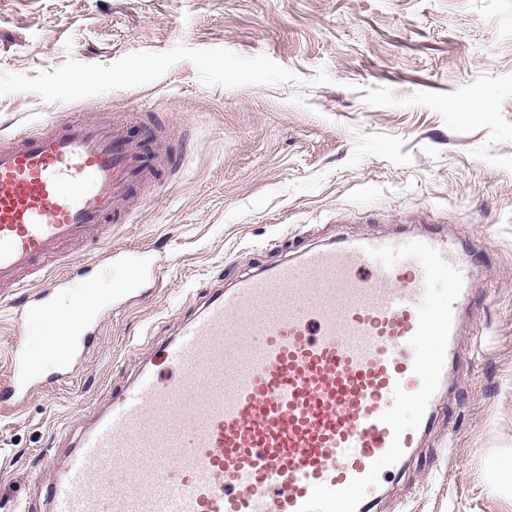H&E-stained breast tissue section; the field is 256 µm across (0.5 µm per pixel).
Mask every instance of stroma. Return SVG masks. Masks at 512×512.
<instances>
[{"instance_id":"35a3bbf8","label":"stroma","mask_w":512,"mask_h":512,"mask_svg":"<svg viewBox=\"0 0 512 512\" xmlns=\"http://www.w3.org/2000/svg\"><path fill=\"white\" fill-rule=\"evenodd\" d=\"M92 119L173 164L72 248L94 269L60 309L112 300L75 374L0 291V387L17 347L43 377L0 401V512H49L94 415L210 291L425 224L487 268L454 385L375 512H512V0H0V142ZM137 250L155 275L113 296Z\"/></svg>"}]
</instances>
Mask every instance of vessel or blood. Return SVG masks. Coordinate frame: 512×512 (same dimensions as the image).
<instances>
[{"mask_svg":"<svg viewBox=\"0 0 512 512\" xmlns=\"http://www.w3.org/2000/svg\"><path fill=\"white\" fill-rule=\"evenodd\" d=\"M152 176L138 145L99 123L0 143V284L42 265L28 311L58 316L70 260L46 256ZM483 271L480 255L428 230L308 248L214 290L82 436L53 512H370L379 464L398 476L432 422ZM104 309L71 312L61 376ZM10 373L18 401L42 382L18 348Z\"/></svg>","mask_w":512,"mask_h":512,"instance_id":"b4317fda","label":"vessel or blood"}]
</instances>
